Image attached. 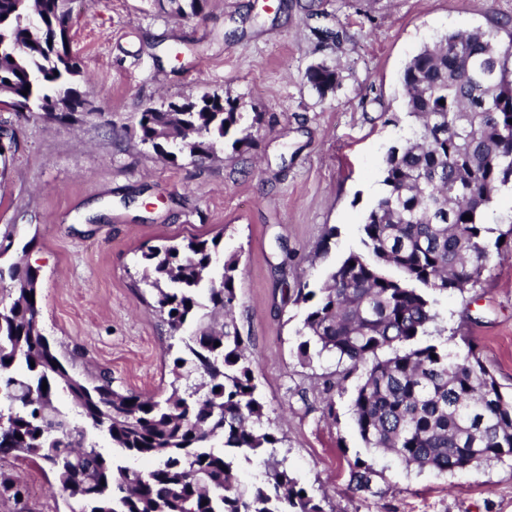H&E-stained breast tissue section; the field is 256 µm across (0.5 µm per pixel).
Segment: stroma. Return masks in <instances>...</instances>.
<instances>
[{
    "mask_svg": "<svg viewBox=\"0 0 512 512\" xmlns=\"http://www.w3.org/2000/svg\"><path fill=\"white\" fill-rule=\"evenodd\" d=\"M317 16H310V9ZM339 31L320 41L315 28ZM497 32L512 47V0H209L187 20L152 0H73L70 35L92 107L76 123L0 109L17 150L0 172V226L14 225L0 261L40 275V326L79 348L80 369L112 386L164 397L172 379L168 331L147 308L142 250L220 237L239 258L235 317L265 405L261 429L325 512H512V465L440 474L366 447L352 401L361 373L327 390L334 354L303 364L294 288L320 287L349 252L381 195L389 150L411 135L402 71L455 30ZM334 66L319 95L305 74ZM204 92L235 101L254 143L201 162H170L131 131L145 107ZM429 341L466 337L504 394L512 393V257L491 256L479 281L437 297ZM375 471L356 490L357 461ZM27 487L26 512H70L37 462L0 458Z\"/></svg>",
    "mask_w": 512,
    "mask_h": 512,
    "instance_id": "1",
    "label": "stroma"
}]
</instances>
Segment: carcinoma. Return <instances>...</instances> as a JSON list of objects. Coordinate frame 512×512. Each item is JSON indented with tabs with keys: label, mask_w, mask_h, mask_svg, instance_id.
<instances>
[{
	"label": "carcinoma",
	"mask_w": 512,
	"mask_h": 512,
	"mask_svg": "<svg viewBox=\"0 0 512 512\" xmlns=\"http://www.w3.org/2000/svg\"><path fill=\"white\" fill-rule=\"evenodd\" d=\"M207 2L169 0L182 19L203 14ZM69 3L0 0L1 106L80 120L87 102L77 89L82 72ZM338 78L329 65L306 72L322 96ZM402 84L413 135L386 157L382 194L362 224L363 250L350 252L322 287L296 289L295 301L307 305L297 352L308 362L333 353L348 373L365 367L352 402L365 445L407 467L448 473L512 458V397L476 348L418 342L439 318L432 294L475 283L490 247H499L483 215L512 182V52L501 51L491 31H453L407 63ZM133 136L160 153L172 140L193 161L229 138L239 152L253 143L235 105L206 92L146 107ZM219 245L216 237H195L140 255L152 311L172 339L166 353L173 354L174 379L162 401L112 389L105 370L76 372L79 349H59L39 327L38 270L0 265V282L12 284L11 301L0 308V456L40 461L79 505L71 512H324L283 459L269 456L250 487L236 476L230 453L256 454L280 439L255 428L265 412L233 316L238 259H223L219 282L204 286ZM203 287L212 310L224 314L219 328L199 316ZM193 322L196 336L178 335ZM61 390L113 447L152 467L116 465L86 444L84 429L54 405ZM373 476L370 465L357 464L358 489H370ZM25 494L0 470V502L19 506Z\"/></svg>",
	"instance_id": "carcinoma-1"
}]
</instances>
